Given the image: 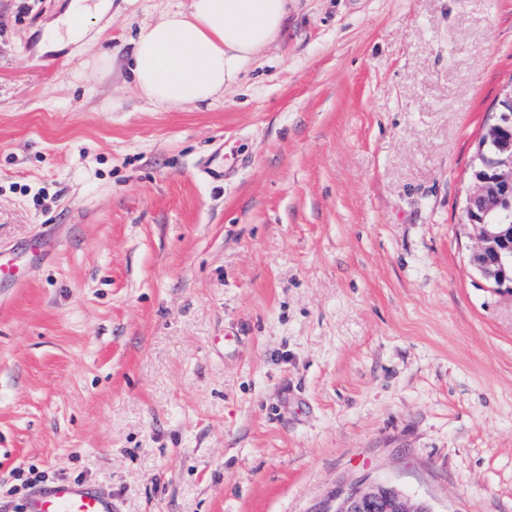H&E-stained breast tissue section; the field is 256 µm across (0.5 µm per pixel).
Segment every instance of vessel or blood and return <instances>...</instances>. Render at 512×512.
<instances>
[{"label":"vessel or blood","mask_w":512,"mask_h":512,"mask_svg":"<svg viewBox=\"0 0 512 512\" xmlns=\"http://www.w3.org/2000/svg\"><path fill=\"white\" fill-rule=\"evenodd\" d=\"M26 512H119L117 503L94 489L74 482L37 488L29 497Z\"/></svg>","instance_id":"vessel-or-blood-1"}]
</instances>
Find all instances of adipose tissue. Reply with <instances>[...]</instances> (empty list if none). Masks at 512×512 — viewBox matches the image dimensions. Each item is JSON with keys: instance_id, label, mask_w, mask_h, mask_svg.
Masks as SVG:
<instances>
[{"instance_id": "adipose-tissue-1", "label": "adipose tissue", "mask_w": 512, "mask_h": 512, "mask_svg": "<svg viewBox=\"0 0 512 512\" xmlns=\"http://www.w3.org/2000/svg\"><path fill=\"white\" fill-rule=\"evenodd\" d=\"M287 15L288 0H191L140 29L131 81L164 108L214 100L280 36Z\"/></svg>"}]
</instances>
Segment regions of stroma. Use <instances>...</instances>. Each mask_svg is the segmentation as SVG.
<instances>
[{
  "instance_id": "obj_1",
  "label": "stroma",
  "mask_w": 512,
  "mask_h": 512,
  "mask_svg": "<svg viewBox=\"0 0 512 512\" xmlns=\"http://www.w3.org/2000/svg\"><path fill=\"white\" fill-rule=\"evenodd\" d=\"M0 0V512H325L387 482L512 512V290L463 207L512 87V0H290L223 98L131 84L190 0ZM109 57L101 67V57ZM223 178L211 180L210 170ZM92 11V7L82 3H73L71 11L64 21L65 34L68 40L77 42L86 34L84 20ZM25 512H119L117 503L94 489L74 482L37 488L27 500Z\"/></svg>"
}]
</instances>
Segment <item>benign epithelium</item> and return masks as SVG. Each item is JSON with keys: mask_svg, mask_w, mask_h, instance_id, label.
I'll return each instance as SVG.
<instances>
[{"mask_svg": "<svg viewBox=\"0 0 512 512\" xmlns=\"http://www.w3.org/2000/svg\"><path fill=\"white\" fill-rule=\"evenodd\" d=\"M473 171L476 189L464 206L465 223L479 234L471 262L499 287L512 289V114L496 113L479 142ZM324 512H433L399 488L381 482L353 486Z\"/></svg>", "mask_w": 512, "mask_h": 512, "instance_id": "benign-epithelium-1", "label": "benign epithelium"}]
</instances>
